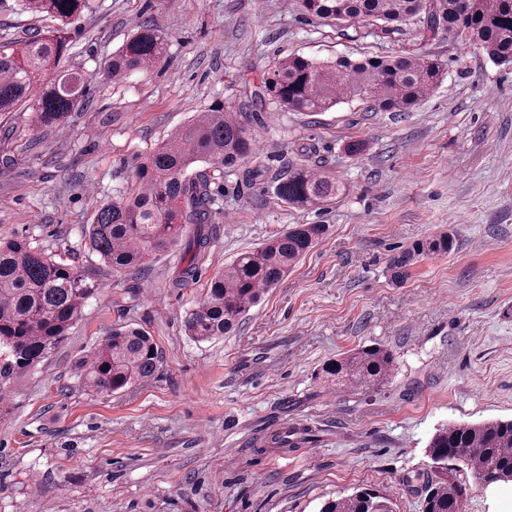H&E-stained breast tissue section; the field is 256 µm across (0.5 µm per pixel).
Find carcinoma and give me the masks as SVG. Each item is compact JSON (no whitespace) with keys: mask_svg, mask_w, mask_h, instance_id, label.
Listing matches in <instances>:
<instances>
[{"mask_svg":"<svg viewBox=\"0 0 512 512\" xmlns=\"http://www.w3.org/2000/svg\"><path fill=\"white\" fill-rule=\"evenodd\" d=\"M302 11L319 19L421 23L424 38L441 31L465 35L469 43L500 64H512V0H299ZM24 11L48 16L59 26L0 44V115L25 104L37 127L65 123L83 106L85 85L78 72L57 74L68 50V25L86 0H21ZM166 38L140 24L116 54L107 72L125 78L158 63ZM444 64L425 53L317 62L300 55L276 61L257 98H274L295 112H325L356 98L382 112H407L439 83ZM255 152L236 113L216 107L169 135L142 163L123 198L104 205L88 232V248L112 275L148 266L169 249L188 259L187 278L209 240L213 223L208 175L199 163L232 168ZM345 192L336 179L305 167L288 172L277 196L290 205H325ZM322 224H294L239 253L210 282L185 319L187 335L198 342L224 337L239 319L277 285L324 234ZM454 238L441 234L389 261L390 277L406 280L411 266L428 254H447ZM103 288L92 269L49 255L25 239L0 243V392L50 353ZM157 344L145 332L115 329L78 365L87 391L112 394L140 384L159 369ZM393 353L362 346L324 365L321 377L336 388L379 387L388 381ZM431 461L424 479V512H460L469 478L489 486L512 482V419L449 424L436 429L426 448ZM455 477H448V463ZM388 495L367 488L329 498L319 512H396Z\"/></svg>","mask_w":512,"mask_h":512,"instance_id":"cac0c4a2","label":"carcinoma"}]
</instances>
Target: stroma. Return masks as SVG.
<instances>
[{
  "mask_svg": "<svg viewBox=\"0 0 512 512\" xmlns=\"http://www.w3.org/2000/svg\"><path fill=\"white\" fill-rule=\"evenodd\" d=\"M167 36L163 61L105 72L137 25ZM57 25L0 0V42ZM415 23L326 21L295 0H88L61 69L87 79L67 123L0 115V241L28 239L97 265L85 231L119 200L170 132L221 106L256 153L209 168L213 232L187 283L179 252L105 276L81 319L0 417V512H318L370 488L421 512L428 441L448 423L512 418V66ZM427 52L444 76L408 112L346 100L321 114L281 110L254 88L274 61ZM305 165L347 186L324 206L289 205L278 181ZM290 224L326 233L233 335L187 336L211 279ZM457 247L390 283L389 260L426 238ZM152 336L155 375L114 394L86 391L77 363L112 329ZM395 362L380 387L330 389L324 364L364 345ZM304 434L272 448L280 427Z\"/></svg>",
  "mask_w": 512,
  "mask_h": 512,
  "instance_id": "stroma-1",
  "label": "stroma"
}]
</instances>
